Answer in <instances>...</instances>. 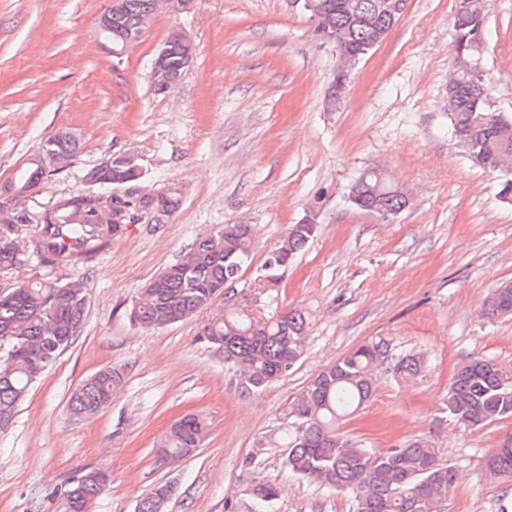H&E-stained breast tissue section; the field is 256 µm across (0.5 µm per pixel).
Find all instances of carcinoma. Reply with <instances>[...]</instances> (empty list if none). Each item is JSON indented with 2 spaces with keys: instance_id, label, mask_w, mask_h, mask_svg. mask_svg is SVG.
<instances>
[{
  "instance_id": "carcinoma-1",
  "label": "carcinoma",
  "mask_w": 512,
  "mask_h": 512,
  "mask_svg": "<svg viewBox=\"0 0 512 512\" xmlns=\"http://www.w3.org/2000/svg\"><path fill=\"white\" fill-rule=\"evenodd\" d=\"M315 28L329 42L351 55L354 66L379 43L400 19L382 8L383 0H311ZM158 0H118L112 28L101 31L114 46L136 45L158 12ZM485 34L482 0H456L452 45L464 59ZM196 56V45L182 30L170 31L152 65L164 75L182 78ZM448 117L451 132L479 167L512 169V115L493 109L487 80H476L465 63L448 81ZM76 150L73 138L59 131L40 147L50 163L70 162ZM97 189L63 196L57 209L35 221L36 230L19 241L21 226L29 223L19 208L13 224H0V270L32 262L54 269L73 260H87L123 234L124 225L141 214L164 224L179 205V193H160L156 200L140 197L134 187L143 185L141 159L113 158L105 167L88 171ZM46 172L30 164L9 185L37 188ZM356 193L350 205L358 210L384 211L392 219L409 208L405 189L391 184L378 168L360 174L349 186ZM105 199L127 211L122 224L108 227L97 219L94 200ZM318 224H290L280 241L267 253L261 282L271 312L255 318L231 303L214 307L225 285L238 279L251 265L256 248L251 224H219L200 237L175 263L148 279L140 288L131 316L147 329L183 322L201 312L211 316L202 340L232 366L247 393L261 392L288 375L302 358L309 324L297 309H279L278 288L284 271L296 255L316 237ZM87 289L45 275L21 282L0 294V327L13 332L0 335L7 358L0 364V430L7 428L30 388L58 356L80 335L86 317ZM483 315L490 320L512 317V285L496 289L486 300ZM390 372L398 382H410L425 369L424 353L397 355L389 342L371 338L321 370L288 407L290 427L280 441L286 448L287 473L344 492L353 498L354 512H443V503L456 482V472L443 460L433 435H420L395 448L377 451L338 431L339 421L353 416L371 400L376 372ZM124 368L107 366L86 379L72 394L71 414L91 418L112 401L124 381ZM512 419V381L491 359L469 357L457 366L448 392L432 421L440 430L448 421L466 429H480ZM209 423L200 412L178 417L161 436L158 453L170 461L190 455L208 435ZM490 477L512 481V439L485 461ZM100 468L80 471L81 484L61 493L71 512H94L110 486L99 478ZM280 485L263 478L247 488L257 512H272ZM171 486L158 485L137 502L136 512H165Z\"/></svg>"
}]
</instances>
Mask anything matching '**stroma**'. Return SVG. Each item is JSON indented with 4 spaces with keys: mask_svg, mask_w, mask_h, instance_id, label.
Masks as SVG:
<instances>
[{
    "mask_svg": "<svg viewBox=\"0 0 512 512\" xmlns=\"http://www.w3.org/2000/svg\"><path fill=\"white\" fill-rule=\"evenodd\" d=\"M111 0H0V185L63 130L78 143L22 206L38 215L85 193L88 169L138 153L149 191L179 190L167 223L145 215L85 262L52 274L89 287L86 324L0 431V512H59L57 488L80 470L108 468L96 512H135L170 484L167 512H254L252 477L280 483L275 512H353L350 495L285 473L277 438L290 401L323 368L381 337L394 353L421 351L410 383L377 375L372 401L340 427L385 450L428 433L462 359H493L512 378V319L491 321L489 293L512 282V207L500 176L477 166L448 131L454 0H408L386 38L351 70L336 111L324 95L336 49L313 35L289 0H191L158 12L141 42L114 58L98 34ZM486 39L471 65L512 113V0H484ZM181 28L197 57L172 91L156 93L151 62ZM380 167L408 189L396 218L350 206V184ZM316 209L319 232L282 276L281 310L299 309L310 332L303 359L267 390L242 391L234 370L200 342L208 313L154 330L130 309L141 285L218 224H251L253 265L229 299L257 294V268L288 225ZM109 365L125 369L111 403L90 419L71 394ZM203 413L207 442L177 462L156 441L178 416ZM512 438V420L471 431L444 425L436 442L458 476L444 512H512V486L487 477L483 459ZM260 454L256 470L244 458Z\"/></svg>",
    "mask_w": 512,
    "mask_h": 512,
    "instance_id": "obj_1",
    "label": "stroma"
}]
</instances>
